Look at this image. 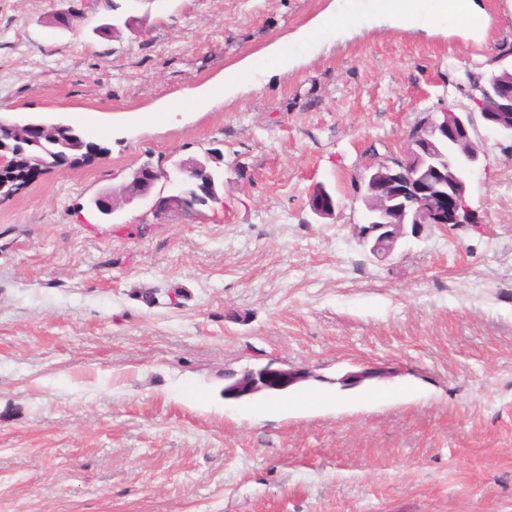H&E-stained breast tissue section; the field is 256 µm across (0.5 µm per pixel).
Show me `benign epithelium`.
Masks as SVG:
<instances>
[{"instance_id":"benign-epithelium-1","label":"benign epithelium","mask_w":512,"mask_h":512,"mask_svg":"<svg viewBox=\"0 0 512 512\" xmlns=\"http://www.w3.org/2000/svg\"><path fill=\"white\" fill-rule=\"evenodd\" d=\"M471 101L493 129L512 135V82L498 77L481 79L473 84ZM471 113L444 108L428 112L407 134V144L399 155L378 161L359 184L363 222L359 226V243L377 259L391 256L400 239L407 233H418L431 224H475L477 217L467 197V177L457 171L451 161L454 154L463 155L468 167L479 160V152L471 149ZM27 148L13 150L10 138L0 136L1 152H15L29 172L39 175L44 156L63 152L67 160L85 151L65 140L58 131L41 125H26ZM159 172L139 168L129 183L125 203L149 196ZM169 194L157 197L152 211L158 218L172 211L198 215V201L215 197V179L207 160L190 157L176 164V174L168 179ZM335 196L322 186L311 194V209L320 217L335 214ZM382 371L364 368L341 378L345 386H356L378 378ZM306 374L298 369L273 367V363L251 369L227 386L226 398L240 399L260 391H283L302 381Z\"/></svg>"}]
</instances>
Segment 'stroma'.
I'll return each instance as SVG.
<instances>
[{
  "instance_id": "obj_1",
  "label": "stroma",
  "mask_w": 512,
  "mask_h": 512,
  "mask_svg": "<svg viewBox=\"0 0 512 512\" xmlns=\"http://www.w3.org/2000/svg\"><path fill=\"white\" fill-rule=\"evenodd\" d=\"M474 2L480 27L359 28L166 112L336 0H0V117L93 112L106 149L0 197V512H512V138L474 115L477 223L382 262L357 236L365 167L421 113L465 111L467 73L512 69V0ZM116 15L139 33L101 31ZM209 151L203 216L90 204ZM271 360L310 373L286 397L330 403L224 398ZM366 367L388 375L341 387ZM323 185L314 188L311 198V209L320 217L333 216L338 206L335 196L329 192L325 187L322 191Z\"/></svg>"
}]
</instances>
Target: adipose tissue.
Instances as JSON below:
<instances>
[{
  "instance_id": "adipose-tissue-1",
  "label": "adipose tissue",
  "mask_w": 512,
  "mask_h": 512,
  "mask_svg": "<svg viewBox=\"0 0 512 512\" xmlns=\"http://www.w3.org/2000/svg\"><path fill=\"white\" fill-rule=\"evenodd\" d=\"M382 18L392 20L405 29H428L451 20L447 0H367L356 10L344 7L324 14L312 26L301 28L289 39L274 43L268 58L255 59L225 70L223 81L202 90L199 97L206 100L217 96H236L253 88L254 72L271 64L282 71L291 68L295 63L294 47L313 46L321 38L336 37L351 28L368 26Z\"/></svg>"
}]
</instances>
